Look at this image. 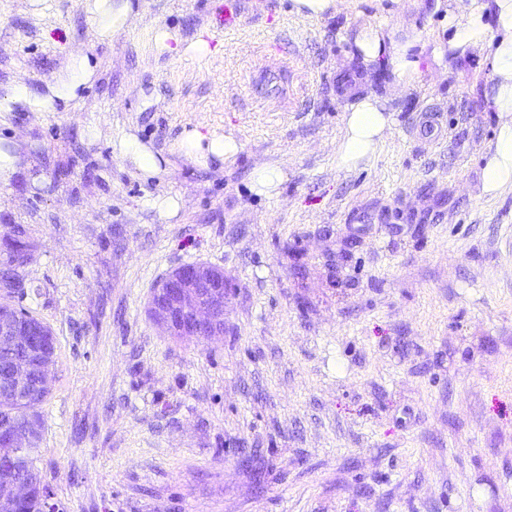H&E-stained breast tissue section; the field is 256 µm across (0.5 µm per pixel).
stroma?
I'll return each mask as SVG.
<instances>
[{"instance_id": "1", "label": "stroma", "mask_w": 512, "mask_h": 512, "mask_svg": "<svg viewBox=\"0 0 512 512\" xmlns=\"http://www.w3.org/2000/svg\"><path fill=\"white\" fill-rule=\"evenodd\" d=\"M100 39L85 0H0V98L48 92L71 49L95 75L68 107L0 112L22 161L0 181V242L34 261L17 306L51 327L55 379L37 466L56 512H512V190L480 194L498 118L475 61L444 74L435 0H131ZM421 32L416 83L389 87L353 45L367 23ZM215 52L157 54L154 32ZM279 71L284 93L252 82ZM388 97L375 159L340 169L355 93ZM445 135L415 138L426 113ZM233 134L234 165L177 149ZM170 161L140 179L112 138ZM280 165L274 197L251 190ZM179 194L167 218L153 197ZM206 263L229 281L224 335H166L155 285ZM343 0H292L291 12L299 17L320 19L336 13ZM284 171L277 165H263L253 170L251 176L252 190L257 195L272 197L279 194L284 180Z\"/></svg>"}]
</instances>
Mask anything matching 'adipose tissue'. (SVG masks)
<instances>
[{
	"instance_id": "1",
	"label": "adipose tissue",
	"mask_w": 512,
	"mask_h": 512,
	"mask_svg": "<svg viewBox=\"0 0 512 512\" xmlns=\"http://www.w3.org/2000/svg\"><path fill=\"white\" fill-rule=\"evenodd\" d=\"M419 41L420 35L414 31L407 32L403 40H395L392 33L377 24L362 26L353 39L364 66L389 74L396 88L411 86L418 78L420 61L415 48ZM436 56L448 74L460 61L474 56L490 72L483 97L497 113L498 124L481 171V193L497 197L512 189V0H454L448 10V38L439 43ZM93 75L86 54H70L49 95L34 94L20 84L0 100V111L11 110L15 105L34 112L55 110L57 103L74 100L78 89ZM343 123L336 162L347 171L373 160L392 130L391 114L384 100L373 93L358 97L346 107ZM112 147L116 158L130 164L144 180L159 179L168 173L162 153L132 131L115 135ZM178 147L190 161L202 166L213 162L234 164L240 152L233 135L206 134L195 127L184 130Z\"/></svg>"
}]
</instances>
